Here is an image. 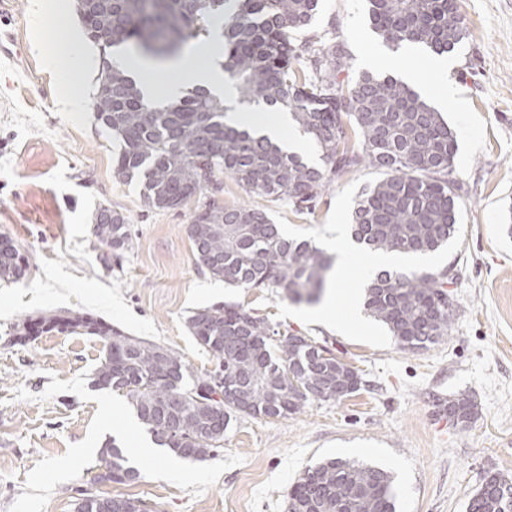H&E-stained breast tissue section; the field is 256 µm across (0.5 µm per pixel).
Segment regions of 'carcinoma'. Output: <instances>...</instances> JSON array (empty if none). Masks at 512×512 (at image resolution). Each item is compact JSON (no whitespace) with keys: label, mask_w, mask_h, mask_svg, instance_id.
<instances>
[{"label":"carcinoma","mask_w":512,"mask_h":512,"mask_svg":"<svg viewBox=\"0 0 512 512\" xmlns=\"http://www.w3.org/2000/svg\"><path fill=\"white\" fill-rule=\"evenodd\" d=\"M373 31L394 49L410 43L436 55L469 37L458 0H365ZM77 0L90 38L105 52L90 108L120 143L113 173L137 180L149 209L181 207L228 175L242 188L286 200L302 211L315 206L336 176L359 166L380 172L357 196L350 233L371 253L424 255L447 247L458 233V194L451 178L455 135L435 107L400 78L364 71L342 78L345 44L309 52L294 43L310 26L321 0ZM224 20V70L240 100L288 111L309 135L324 166L284 151L269 138L224 123V101L196 89L157 106L137 82L112 64L108 49L127 47L155 59L177 55L190 39L207 38ZM197 266L226 288H267L295 304L314 306L328 286L332 258L308 239L283 234L263 210L198 205L187 227ZM93 235L117 252L128 246L126 216L95 210ZM27 265L20 246L0 252V279L19 282ZM452 268L382 270L365 288L363 307L404 350L421 352L452 331L457 307L448 286ZM186 327L215 359L195 374L171 349L126 333L89 313L47 311L15 325L25 343L42 333L98 336L106 349L93 386L124 396L153 443L179 459L204 461L223 447L238 417L286 418L301 412L313 389L326 398L361 389L359 373L306 336L281 331L237 303L192 312ZM185 396L182 405L170 400ZM457 425L467 426L476 405L452 400ZM101 481L140 478L112 438L100 449ZM397 491L385 469L334 458L307 469L292 487L293 512H396ZM76 512H147L138 498L84 495ZM467 512H512V480L493 473Z\"/></svg>","instance_id":"cac0c4a2"}]
</instances>
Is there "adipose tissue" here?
Listing matches in <instances>:
<instances>
[{
	"label": "adipose tissue",
	"mask_w": 512,
	"mask_h": 512,
	"mask_svg": "<svg viewBox=\"0 0 512 512\" xmlns=\"http://www.w3.org/2000/svg\"><path fill=\"white\" fill-rule=\"evenodd\" d=\"M223 42L221 29H214L206 43L194 46L184 57L169 64L168 79L162 84L153 78L154 65L151 61L124 49L116 51L113 58L121 68L136 77L151 101L165 103L180 98L187 90L200 87L224 99L229 107L225 123L266 135L287 151H303L305 142L288 112L271 106L259 110L237 106V90L222 66Z\"/></svg>",
	"instance_id": "obj_1"
}]
</instances>
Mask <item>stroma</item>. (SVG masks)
Instances as JSON below:
<instances>
[{
	"label": "stroma",
	"mask_w": 512,
	"mask_h": 512,
	"mask_svg": "<svg viewBox=\"0 0 512 512\" xmlns=\"http://www.w3.org/2000/svg\"><path fill=\"white\" fill-rule=\"evenodd\" d=\"M0 1L7 8L0 29L18 52L0 63V233L29 257L23 282L0 281V512H75L83 493L138 498L150 512H287L299 477L340 448L359 449L361 461L392 473L397 512H467L487 475L512 478V0H459L470 36L449 54L445 78L465 106L444 113L456 135L459 231L420 263L455 265L458 319L449 336L418 353L402 350L370 317L348 319L353 293L364 288L355 270L335 284L329 325L310 318L308 306L265 289H227L198 268L187 234L195 203L151 210L139 182L114 177L119 143L93 112L58 109L70 91L61 75L71 61L56 19L35 18L30 0ZM328 29L346 44L349 76L381 70L362 0H322L295 43L304 52L320 47ZM47 52L55 67L46 66ZM377 177L370 168L346 172L303 212L229 177L219 193L202 197L265 210L288 236L334 255L349 237L357 194ZM101 204L128 218L131 240L121 253L92 234ZM224 301L332 350L361 375V389L311 400L285 418L231 421L218 456L180 460L153 447L125 397L92 387L104 339L43 335L21 346L11 337L24 316L88 311L174 350L200 373L215 360L185 320ZM436 391L474 401L468 428L437 423ZM112 437L130 451L149 448L148 456L129 457L138 482L99 481V449Z\"/></svg>",
	"instance_id": "obj_1"
}]
</instances>
